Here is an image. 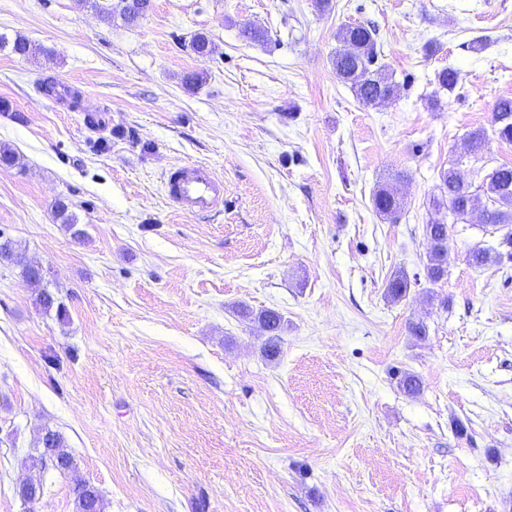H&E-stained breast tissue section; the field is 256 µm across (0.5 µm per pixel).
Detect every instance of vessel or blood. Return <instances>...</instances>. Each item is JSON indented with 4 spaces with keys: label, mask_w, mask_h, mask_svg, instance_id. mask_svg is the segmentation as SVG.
<instances>
[{
    "label": "vessel or blood",
    "mask_w": 512,
    "mask_h": 512,
    "mask_svg": "<svg viewBox=\"0 0 512 512\" xmlns=\"http://www.w3.org/2000/svg\"><path fill=\"white\" fill-rule=\"evenodd\" d=\"M165 186L170 201L188 213H211L224 203L223 179L200 163H186L170 170Z\"/></svg>",
    "instance_id": "vessel-or-blood-1"
}]
</instances>
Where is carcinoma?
Returning a JSON list of instances; mask_svg holds the SVG:
<instances>
[{
    "mask_svg": "<svg viewBox=\"0 0 512 512\" xmlns=\"http://www.w3.org/2000/svg\"><path fill=\"white\" fill-rule=\"evenodd\" d=\"M89 5L101 16L110 19L119 16L130 28L138 26L152 10L153 0H78ZM336 39L338 45L332 55V66L336 77L350 86L358 102L368 106L397 94L398 86L379 65L377 49V31L371 25L345 24L339 28ZM191 50L200 57H208L215 51L212 39L199 32L190 40ZM12 53L29 57L46 55L50 50L33 44L23 36H17L12 42ZM494 132L497 139L512 144V97H500L493 108ZM486 132L482 128L470 131L466 137L465 153L478 158L486 144ZM373 207L384 219L397 221L403 203L389 189L379 188L373 196ZM431 209L435 217L425 225L429 251L424 267L425 277L431 283L441 281L447 273L446 255L448 248V221L458 223L474 214L482 217L484 224H512V166L506 164L494 169L482 185L474 188L459 179L455 168L441 172L440 195L433 198ZM6 255L18 261L24 278L35 288V303L44 311H56L63 321L67 318L64 305L57 301L54 294L42 287L43 272L36 270L26 261L24 253L9 238L0 239V256ZM410 280L405 273H399L390 279L387 296L392 301L405 297ZM257 320L269 332L278 331L282 316L275 310L267 309L257 315ZM38 444L52 465L74 475L77 512H101V494L77 476V468L64 438L55 431H48L39 438Z\"/></svg>",
    "mask_w": 512,
    "mask_h": 512,
    "instance_id": "1",
    "label": "carcinoma"
}]
</instances>
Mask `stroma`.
<instances>
[{"label":"stroma","mask_w":512,"mask_h":512,"mask_svg":"<svg viewBox=\"0 0 512 512\" xmlns=\"http://www.w3.org/2000/svg\"><path fill=\"white\" fill-rule=\"evenodd\" d=\"M332 4L153 0L130 28L77 0H0V35L50 50L0 48V143L20 157L0 166V235L67 310L44 312L0 266V512H76L70 474L22 463L46 428L102 512H512V224L449 225L448 274L424 276L441 171L477 186L512 166L492 132L512 97V0ZM354 23L377 29L393 100L363 106L337 79L336 32ZM198 32L213 56L191 51ZM188 71L206 75L192 92ZM185 162L223 178L221 211L167 198ZM382 184L398 222L373 208ZM476 248L491 261L471 266ZM398 272L413 283L393 302ZM242 306L279 312L281 331ZM27 478L43 486L32 504Z\"/></svg>","instance_id":"35a3bbf8"}]
</instances>
